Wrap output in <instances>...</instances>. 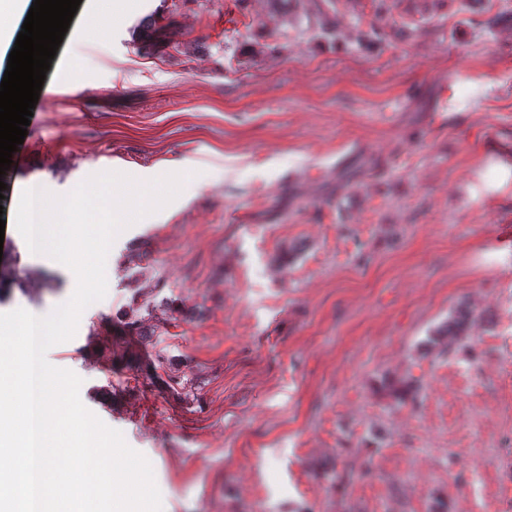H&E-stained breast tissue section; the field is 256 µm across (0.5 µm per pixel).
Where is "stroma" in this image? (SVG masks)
<instances>
[{
  "label": "stroma",
  "mask_w": 512,
  "mask_h": 512,
  "mask_svg": "<svg viewBox=\"0 0 512 512\" xmlns=\"http://www.w3.org/2000/svg\"><path fill=\"white\" fill-rule=\"evenodd\" d=\"M315 3L125 0L60 44L1 210L23 181L194 168L47 360L162 512H512V0H341L330 37ZM73 291L6 225L0 313ZM461 305L469 338L430 346Z\"/></svg>",
  "instance_id": "1"
}]
</instances>
